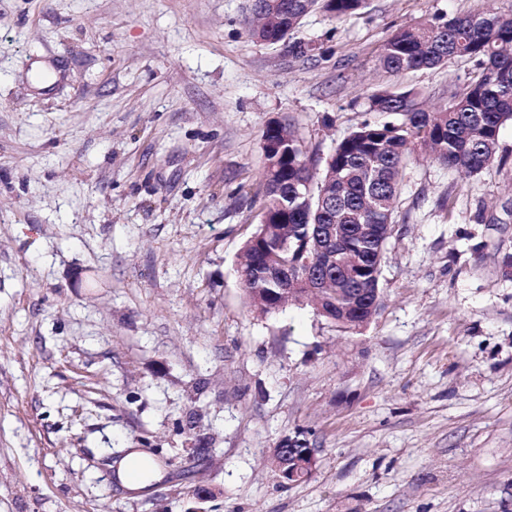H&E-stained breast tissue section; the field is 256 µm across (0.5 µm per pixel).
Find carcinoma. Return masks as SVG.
<instances>
[{
    "label": "carcinoma",
    "mask_w": 512,
    "mask_h": 512,
    "mask_svg": "<svg viewBox=\"0 0 512 512\" xmlns=\"http://www.w3.org/2000/svg\"><path fill=\"white\" fill-rule=\"evenodd\" d=\"M363 7L364 0H259L254 10L268 21L249 26L248 34L304 55L309 45L293 35L307 13L321 9L343 19ZM458 58L477 65L465 91L434 112L423 110L410 91L374 93L375 111L403 121L361 123L337 143L320 173L291 124L274 121L262 131L268 146L260 223L243 246L238 269L259 314L300 302L313 279L327 277L333 294L316 309L320 316L347 333L373 319L400 175L415 147H429L433 161L474 177L493 162L500 130L512 123V17L436 15L393 35L377 58L392 74ZM329 224L336 225L332 240L325 235Z\"/></svg>",
    "instance_id": "cac0c4a2"
}]
</instances>
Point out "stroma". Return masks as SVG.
Instances as JSON below:
<instances>
[{
  "mask_svg": "<svg viewBox=\"0 0 512 512\" xmlns=\"http://www.w3.org/2000/svg\"><path fill=\"white\" fill-rule=\"evenodd\" d=\"M249 5L0 0V512H512V124L472 178L415 152L362 333L260 315L237 273L268 122L323 163L375 90L442 107L474 61L390 75L383 44L512 0L317 9L300 58ZM126 448L164 468L136 495L105 466ZM273 455L282 461L277 471L285 482L297 483L312 473L315 463L314 448H311L310 442L298 435L281 439L274 448Z\"/></svg>",
  "mask_w": 512,
  "mask_h": 512,
  "instance_id": "stroma-1",
  "label": "stroma"
}]
</instances>
